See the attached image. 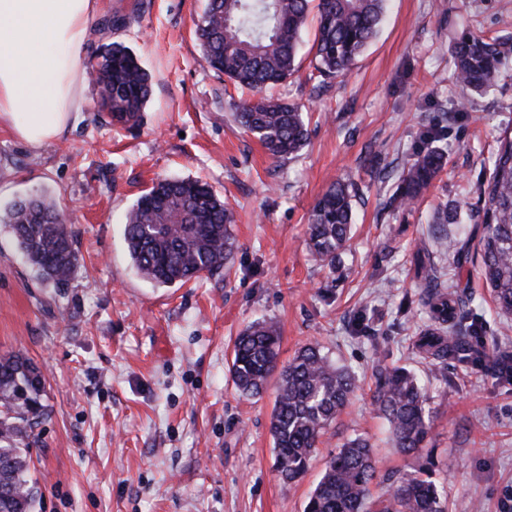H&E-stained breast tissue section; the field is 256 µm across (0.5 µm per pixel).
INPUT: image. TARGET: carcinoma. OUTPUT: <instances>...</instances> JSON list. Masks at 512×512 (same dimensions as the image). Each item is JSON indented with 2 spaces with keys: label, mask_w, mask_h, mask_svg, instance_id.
I'll use <instances>...</instances> for the list:
<instances>
[{
  "label": "carcinoma",
  "mask_w": 512,
  "mask_h": 512,
  "mask_svg": "<svg viewBox=\"0 0 512 512\" xmlns=\"http://www.w3.org/2000/svg\"><path fill=\"white\" fill-rule=\"evenodd\" d=\"M319 16L311 78L344 75L377 33L385 0H207L197 24L202 60L219 77L253 92L240 104L235 121L277 160L298 154L309 129L301 106L268 95L272 86L297 71V55L311 2ZM512 43L488 40L470 30L452 47L456 79L464 95L493 86L500 61ZM89 71L101 85L100 111L126 125L140 118L151 95L152 77L131 47L112 41L96 47ZM438 147L421 152L404 169L389 199L401 207L418 199L444 170ZM485 205L478 240L480 274L502 316H512V137L488 162ZM353 183L328 186L309 216V253L329 272H339L340 253L352 231ZM8 224L20 251L46 281L62 285L78 264L73 236L57 200L39 195L15 203ZM460 208L446 204L432 223L457 224ZM233 209L208 187L192 179L165 178L153 183L127 213L124 237L129 257L148 281L163 286L186 284L230 268L236 249ZM418 274L429 291L424 297L431 324L421 332L420 350L440 363L453 359L495 374L512 376V353L491 354L481 341L482 328L462 325L460 298L442 291L444 270L431 259L426 243L417 248ZM230 372L239 393L262 394L269 376L278 373L270 434L280 481L291 485L307 471L321 438L341 415L358 387L356 377L331 361L317 344L300 348L279 364V333L271 322L246 326L236 337ZM45 378L39 366L20 353L0 355V512H33L36 490L31 478L30 447L36 428L48 415ZM373 405L388 423L393 448L409 454L425 447L431 430L428 398L415 374L404 366L376 372ZM377 459L362 434L347 439L325 461L322 476L304 512H448L445 487L424 468L371 494Z\"/></svg>",
  "instance_id": "cac0c4a2"
}]
</instances>
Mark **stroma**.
Instances as JSON below:
<instances>
[{
    "instance_id": "1",
    "label": "stroma",
    "mask_w": 512,
    "mask_h": 512,
    "mask_svg": "<svg viewBox=\"0 0 512 512\" xmlns=\"http://www.w3.org/2000/svg\"><path fill=\"white\" fill-rule=\"evenodd\" d=\"M124 27L94 29L90 46L122 41L152 75L138 128L97 113L101 88H82L81 119L35 151L0 128V213L18 200L56 197L79 256L72 278L44 281L0 223V354L43 370L50 416L31 453L35 512H303L329 452L355 433L375 449L391 484L434 458L449 512H512V379L449 362L434 375L416 348L427 321L416 243L430 239L488 349L512 350V319L498 315L475 255L453 261L431 222L461 204L460 235H481L485 162L512 131V56L495 85L460 108L451 45L462 31L512 37V0H388L377 36L351 72L314 90L317 26L309 18L299 71L274 89L303 104L310 141L278 162L235 121L243 93L201 60L195 23L206 0H100ZM444 130L447 164L420 199L390 207L398 178ZM207 182L234 209L230 273L158 286L132 265L129 207L160 178ZM339 179L355 184V223L342 276L316 265L309 212ZM280 328V359L320 342L362 382L323 438L306 474L278 478L270 435L275 385L237 391L233 342L253 321ZM409 364L425 385L432 425L425 451L404 455L372 406L377 368Z\"/></svg>"
}]
</instances>
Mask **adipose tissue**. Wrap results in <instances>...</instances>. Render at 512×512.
<instances>
[{"instance_id":"1","label":"adipose tissue","mask_w":512,"mask_h":512,"mask_svg":"<svg viewBox=\"0 0 512 512\" xmlns=\"http://www.w3.org/2000/svg\"><path fill=\"white\" fill-rule=\"evenodd\" d=\"M99 0H0V127L39 150L84 108L80 58Z\"/></svg>"}]
</instances>
